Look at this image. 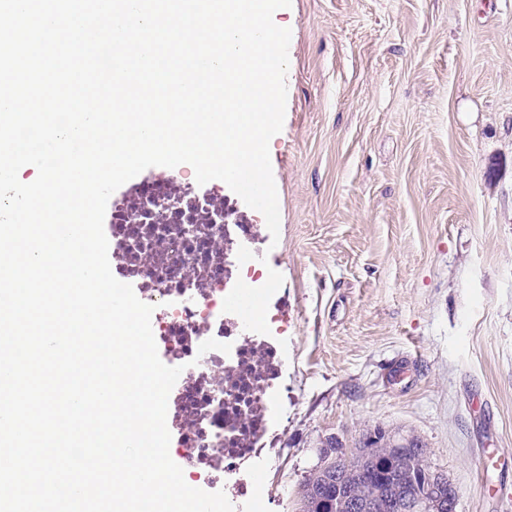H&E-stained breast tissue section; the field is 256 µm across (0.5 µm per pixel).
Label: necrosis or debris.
<instances>
[{
  "label": "necrosis or debris",
  "mask_w": 512,
  "mask_h": 512,
  "mask_svg": "<svg viewBox=\"0 0 512 512\" xmlns=\"http://www.w3.org/2000/svg\"><path fill=\"white\" fill-rule=\"evenodd\" d=\"M256 233L226 203L220 183L202 191L184 175L145 178L112 210V255L138 284L140 300L154 305L156 343L183 368L173 388L176 452L190 479L236 497L247 492L240 466L257 455L275 416L271 389L281 371L270 314L224 313L230 273L258 291L269 284L262 265L228 252L231 238ZM210 338L230 352L200 353Z\"/></svg>",
  "instance_id": "necrosis-or-debris-1"
}]
</instances>
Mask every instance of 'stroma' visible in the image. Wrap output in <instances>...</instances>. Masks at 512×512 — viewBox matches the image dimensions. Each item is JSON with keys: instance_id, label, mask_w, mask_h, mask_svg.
Returning <instances> with one entry per match:
<instances>
[{"instance_id": "35a3bbf8", "label": "stroma", "mask_w": 512, "mask_h": 512, "mask_svg": "<svg viewBox=\"0 0 512 512\" xmlns=\"http://www.w3.org/2000/svg\"><path fill=\"white\" fill-rule=\"evenodd\" d=\"M280 236L287 397L235 512H301L331 442L417 439L457 512H512V0H292ZM502 487L493 500L482 485Z\"/></svg>"}]
</instances>
